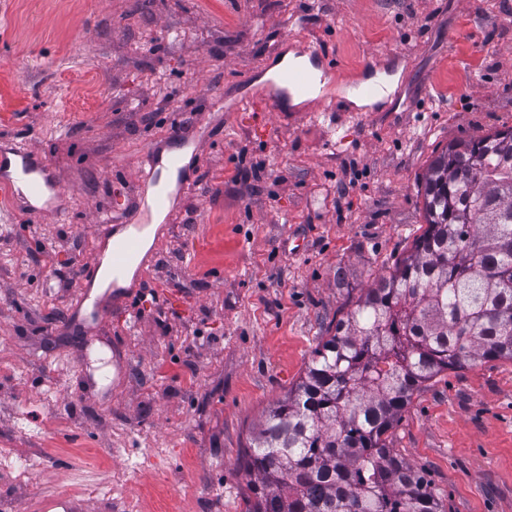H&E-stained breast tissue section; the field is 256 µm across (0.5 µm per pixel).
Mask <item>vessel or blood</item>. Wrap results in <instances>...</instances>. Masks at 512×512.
<instances>
[{"mask_svg":"<svg viewBox=\"0 0 512 512\" xmlns=\"http://www.w3.org/2000/svg\"><path fill=\"white\" fill-rule=\"evenodd\" d=\"M302 52L309 59L308 65L287 67L277 81L269 83L265 89L246 94L239 102L234 103V110L252 107L264 112H279L295 96L305 98L311 107L328 102L326 95L317 93L316 87L321 75L333 70L332 56L325 48L311 44L304 46ZM331 105L336 112L350 109L348 102L344 100ZM147 164V170L141 174L140 198L125 211L124 221L130 227L129 234L116 239L112 236L111 225L102 224L97 228L99 238L110 245L111 272L116 278L121 277L132 263L141 258L136 230L140 224L146 222L149 210L161 211L168 205L169 197L165 191L158 189V179L154 174L159 165L157 157L148 156ZM0 189L31 208L48 205L51 200L65 195L56 174L38 152L21 150L2 143ZM100 268L101 259L97 256L84 264L80 272L79 286L81 303L90 305L92 313L101 318L107 313L109 296L93 299L88 294V288L97 278ZM31 509L32 512H83L80 503L64 490L36 497Z\"/></svg>","mask_w":512,"mask_h":512,"instance_id":"b4317fda","label":"vessel or blood"}]
</instances>
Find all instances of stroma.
<instances>
[{
  "label": "stroma",
  "instance_id": "stroma-1",
  "mask_svg": "<svg viewBox=\"0 0 512 512\" xmlns=\"http://www.w3.org/2000/svg\"><path fill=\"white\" fill-rule=\"evenodd\" d=\"M392 86L357 112L217 110L283 45ZM181 125L186 141L172 138ZM512 126V0H0V138L43 153L64 213L0 197V512H245L241 461L312 350L423 234L449 142ZM199 150H191L192 142ZM181 150L151 263L92 333L62 325L97 226L150 147ZM386 442L445 512H512V361L442 371ZM30 510L33 512H83L81 504L66 490L36 497Z\"/></svg>",
  "mask_w": 512,
  "mask_h": 512
}]
</instances>
